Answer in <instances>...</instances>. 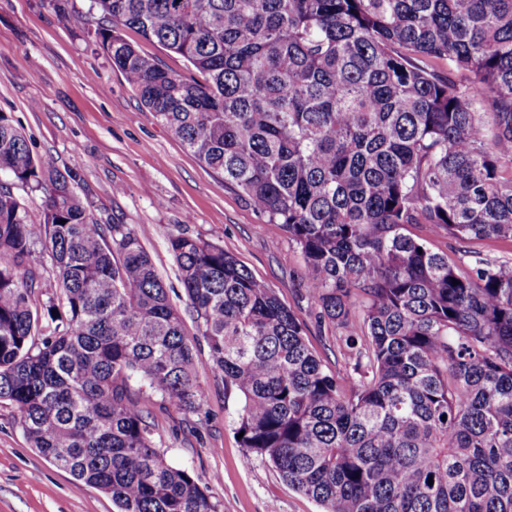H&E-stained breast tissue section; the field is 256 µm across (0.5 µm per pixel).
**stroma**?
I'll use <instances>...</instances> for the list:
<instances>
[{
  "mask_svg": "<svg viewBox=\"0 0 512 512\" xmlns=\"http://www.w3.org/2000/svg\"><path fill=\"white\" fill-rule=\"evenodd\" d=\"M0 111L12 114L33 153L61 168L78 166L76 190L90 200L94 219L138 233L179 311L187 306L167 238L183 230L219 241L275 288L306 322L316 354L344 367L339 342L316 325L302 295L296 246L147 111L86 34L39 0H0ZM197 367L206 387L200 412L163 410L160 395L142 391L166 460L194 471L221 512H323L272 464L247 454L235 433L238 396L212 376L207 351H199ZM0 512H112V502L76 487L31 448L17 409L0 403Z\"/></svg>",
  "mask_w": 512,
  "mask_h": 512,
  "instance_id": "stroma-1",
  "label": "stroma"
}]
</instances>
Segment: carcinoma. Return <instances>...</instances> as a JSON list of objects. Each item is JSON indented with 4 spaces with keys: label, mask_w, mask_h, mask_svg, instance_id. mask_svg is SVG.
Listing matches in <instances>:
<instances>
[{
    "label": "carcinoma",
    "mask_w": 512,
    "mask_h": 512,
    "mask_svg": "<svg viewBox=\"0 0 512 512\" xmlns=\"http://www.w3.org/2000/svg\"><path fill=\"white\" fill-rule=\"evenodd\" d=\"M41 3L296 245L349 368L326 365L219 243L179 231L188 342L137 232L94 221L80 163L34 155L0 112V173L43 193L36 224L0 184V401L31 445L113 512H220L159 451L129 385L200 411L202 342L241 399V446L324 512H512V258L466 271L410 232L512 241V0ZM123 27L194 74L141 55ZM42 241L57 293L38 307Z\"/></svg>",
    "instance_id": "1"
}]
</instances>
